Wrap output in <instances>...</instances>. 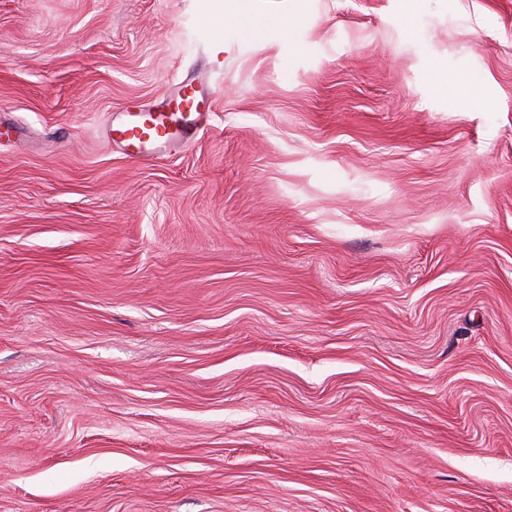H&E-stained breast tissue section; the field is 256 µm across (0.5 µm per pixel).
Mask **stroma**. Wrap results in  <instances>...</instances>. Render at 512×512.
Returning a JSON list of instances; mask_svg holds the SVG:
<instances>
[{"label": "stroma", "mask_w": 512, "mask_h": 512, "mask_svg": "<svg viewBox=\"0 0 512 512\" xmlns=\"http://www.w3.org/2000/svg\"><path fill=\"white\" fill-rule=\"evenodd\" d=\"M0 115V512H512V0H0ZM213 112L210 93L189 73L180 75L166 99L153 110L119 112L106 133L126 156L152 161L191 143Z\"/></svg>", "instance_id": "stroma-1"}]
</instances>
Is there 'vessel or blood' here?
Wrapping results in <instances>:
<instances>
[{
	"mask_svg": "<svg viewBox=\"0 0 512 512\" xmlns=\"http://www.w3.org/2000/svg\"><path fill=\"white\" fill-rule=\"evenodd\" d=\"M212 111L210 93L186 73L177 78L160 106L119 113L109 122L106 133L126 156L152 161L164 157L174 147L191 143Z\"/></svg>",
	"mask_w": 512,
	"mask_h": 512,
	"instance_id": "obj_1",
	"label": "vessel or blood"
}]
</instances>
